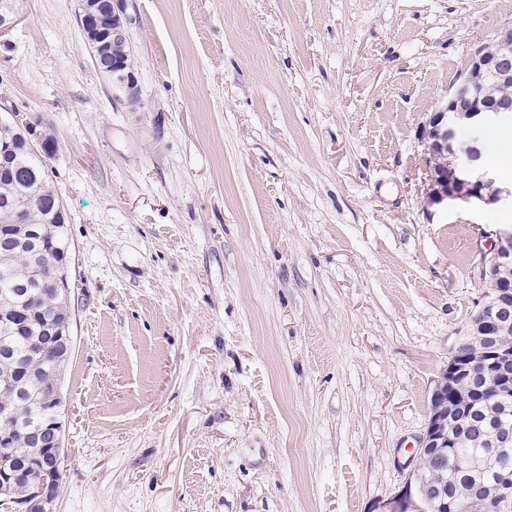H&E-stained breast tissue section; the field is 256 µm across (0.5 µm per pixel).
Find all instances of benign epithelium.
<instances>
[{
	"label": "benign epithelium",
	"instance_id": "7a95c632",
	"mask_svg": "<svg viewBox=\"0 0 512 512\" xmlns=\"http://www.w3.org/2000/svg\"><path fill=\"white\" fill-rule=\"evenodd\" d=\"M125 0H85L80 24L96 64L112 53V46L126 42L122 16ZM112 68L120 74L121 82L129 93L135 95V77L127 65L112 61ZM498 83L512 80V24L498 29L492 43L479 46L469 59L460 85L448 94L446 106L435 112L422 131L427 151L434 154L453 153V158L443 164L433 165L424 188V203L440 205L445 201L465 204H491L506 197L512 198V187L497 184L495 174L483 163L480 138H473L462 150L454 154L453 126L469 125L478 130L488 122H512V101L495 100L484 94L489 81ZM12 120L18 137L29 149H49L45 141L41 119L29 112H14ZM477 276L482 282L497 284L493 297L479 305L474 319V335L483 343L482 351L469 356L463 353L467 336L457 338L430 397V414L423 434L419 437L416 454L438 455L453 445L448 428L458 421L455 412L463 408L459 402L465 380L485 372L499 376V382L512 390V342L500 341L502 333L512 326V231L495 233L480 252ZM51 289L40 294L43 305L54 306L70 294L66 267L49 273ZM51 347L61 353L72 348L73 336L67 328H56L51 333ZM36 401L52 412L47 426L30 434V455L22 469H15L6 462L0 463V494L22 481L30 489L23 500L13 502L4 498L0 506L9 512H55L63 472L64 429L61 409L64 402L61 384L37 390ZM12 414L0 411V456L7 457L14 448ZM414 472H409L402 487L390 498L379 502L375 512H424L418 503Z\"/></svg>",
	"mask_w": 512,
	"mask_h": 512
}]
</instances>
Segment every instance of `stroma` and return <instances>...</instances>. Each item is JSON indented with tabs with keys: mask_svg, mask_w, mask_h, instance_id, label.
Returning <instances> with one entry per match:
<instances>
[{
	"mask_svg": "<svg viewBox=\"0 0 512 512\" xmlns=\"http://www.w3.org/2000/svg\"><path fill=\"white\" fill-rule=\"evenodd\" d=\"M512 0H126L136 100L77 0H0V101L68 214L56 512H373L485 290L491 206L421 134Z\"/></svg>",
	"mask_w": 512,
	"mask_h": 512,
	"instance_id": "1",
	"label": "stroma"
}]
</instances>
